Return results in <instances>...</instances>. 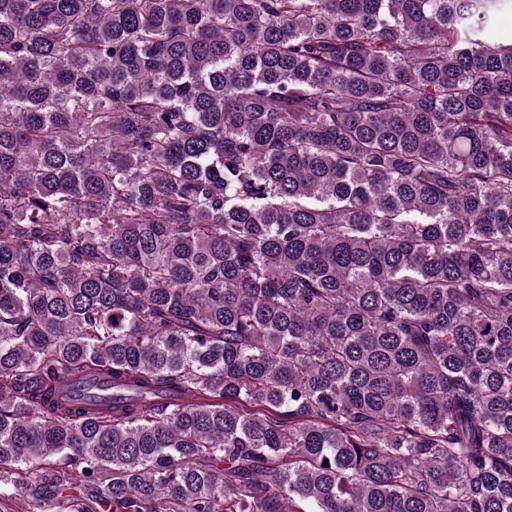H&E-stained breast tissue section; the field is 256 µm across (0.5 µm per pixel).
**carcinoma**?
I'll return each mask as SVG.
<instances>
[{
    "label": "carcinoma",
    "mask_w": 512,
    "mask_h": 512,
    "mask_svg": "<svg viewBox=\"0 0 512 512\" xmlns=\"http://www.w3.org/2000/svg\"><path fill=\"white\" fill-rule=\"evenodd\" d=\"M506 9L0 0V512H512Z\"/></svg>",
    "instance_id": "1"
}]
</instances>
